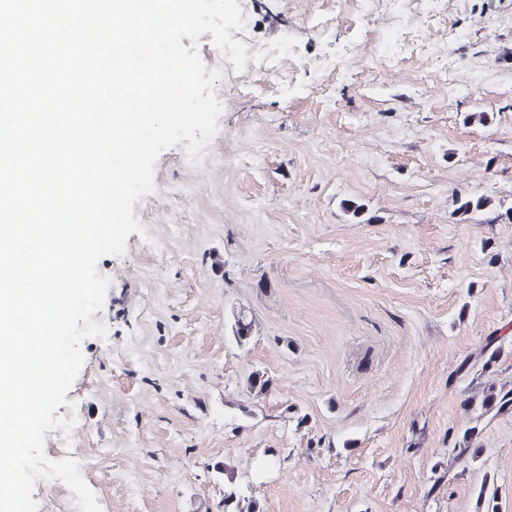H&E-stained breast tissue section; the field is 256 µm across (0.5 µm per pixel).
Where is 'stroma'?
I'll list each match as a JSON object with an SVG mask.
<instances>
[{
    "label": "stroma",
    "mask_w": 512,
    "mask_h": 512,
    "mask_svg": "<svg viewBox=\"0 0 512 512\" xmlns=\"http://www.w3.org/2000/svg\"><path fill=\"white\" fill-rule=\"evenodd\" d=\"M238 2L250 44L295 38L286 79L200 36L218 132L201 166L160 155L145 235L99 260L108 336L46 456H76L101 512H236L226 460L262 512H512V413L470 402L473 376L512 382V0H411L387 60L359 0ZM469 196L489 205L464 220Z\"/></svg>",
    "instance_id": "1"
}]
</instances>
